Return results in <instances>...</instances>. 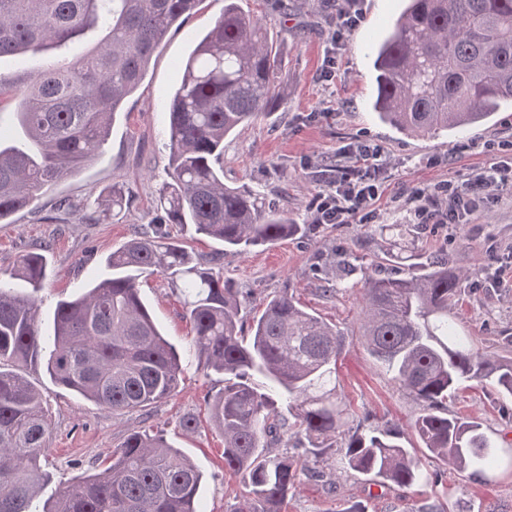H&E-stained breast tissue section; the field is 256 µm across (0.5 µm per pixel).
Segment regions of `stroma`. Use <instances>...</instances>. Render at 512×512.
<instances>
[{"label": "stroma", "instance_id": "35a3bbf8", "mask_svg": "<svg viewBox=\"0 0 512 512\" xmlns=\"http://www.w3.org/2000/svg\"><path fill=\"white\" fill-rule=\"evenodd\" d=\"M404 0H357L360 22L332 41L336 14L325 0H252L250 7L266 25L282 62L278 102L269 116L239 129L224 141V180L245 182L295 223L310 221L317 192L336 177V151L361 139L377 145L386 163V181L370 224H321L305 236L243 253L225 252L215 241L180 236L198 262L207 263L256 297L288 291L303 305L335 324L343 334L336 364L341 397L350 425L390 426L405 444L420 447L413 429L419 404L368 353L358 319L366 275L406 272L410 258L448 257L454 270L469 273L471 290L460 305L464 325L482 350L512 357V188L503 189L494 206L467 224H419L408 199L415 187L443 184L475 174L498 161L503 142L512 141V107L492 121L451 135L412 137L381 123L369 107L374 93L370 48L389 28ZM224 10V0H201L183 16L154 52L147 73L112 124L101 154L81 172L42 197L39 212H21L0 224V273L10 272L29 252L44 254L48 278L39 297L43 314L56 303L104 273V260L133 236L149 235L161 215L159 187L167 179L168 110L181 79V66L197 39ZM335 75L324 81L327 58ZM123 190L126 207L102 210L111 189ZM102 211L94 224L82 221L85 209ZM333 278L336 293L320 286ZM140 294L163 326L181 358L174 394L145 409L121 415L100 409L73 391L54 384L42 369L18 365L37 387L52 416V434L41 466L50 482L45 494L61 483L93 472L110 460L133 432L164 431L205 474L199 504L203 512H230L243 491L239 477L224 470V438L210 425L182 436V416L207 413L206 397L223 387L191 350L192 325L180 297L161 274L142 280ZM449 413L481 419L491 430L512 433V403L495 389L471 383L449 402ZM429 483L401 489L380 486L365 477L344 474L335 486L303 481L282 512H419L439 503L445 512H512V473L489 479L459 474L431 457H423Z\"/></svg>", "mask_w": 512, "mask_h": 512}]
</instances>
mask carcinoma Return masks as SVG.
<instances>
[{"mask_svg": "<svg viewBox=\"0 0 512 512\" xmlns=\"http://www.w3.org/2000/svg\"><path fill=\"white\" fill-rule=\"evenodd\" d=\"M200 0H0V58L29 56L25 78L0 72V100L15 101V137L0 132V224L32 208L104 145L126 99L142 82L169 30ZM281 68L267 28L241 0L188 56L168 112L169 181L154 236L112 251L106 274L57 302L44 326L37 293L47 277L40 253L0 277V512H201L203 471L161 433L134 432L101 472L62 484L36 509L47 476L40 460L51 420L40 391L15 362L115 414L172 396L180 355L139 293L161 273L183 299L192 348L224 376L209 420L224 436V468L246 495L231 512H281L301 476L320 464L409 489L431 479L393 428L347 426L336 363L341 333L282 292L260 301L245 335L253 291L201 267L169 224L243 252L302 232L288 211L243 183H224V139L278 97ZM381 121L410 136L480 124L512 106V0H409L375 47ZM469 274L436 255L403 276L364 279L360 330L370 356L422 405L414 422L429 454L460 473L512 467V448L477 418L448 414L470 381L512 400V358L476 347L456 307ZM294 418L281 421L279 406ZM297 452L275 445L284 434Z\"/></svg>", "mask_w": 512, "mask_h": 512, "instance_id": "obj_1", "label": "carcinoma"}]
</instances>
